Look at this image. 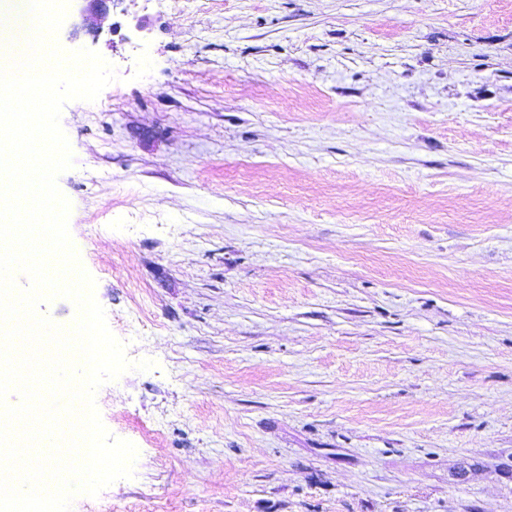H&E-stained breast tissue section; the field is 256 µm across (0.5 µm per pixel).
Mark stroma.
Masks as SVG:
<instances>
[{
    "label": "stroma",
    "instance_id": "1",
    "mask_svg": "<svg viewBox=\"0 0 512 512\" xmlns=\"http://www.w3.org/2000/svg\"><path fill=\"white\" fill-rule=\"evenodd\" d=\"M57 37L133 475L72 512H512V0H116Z\"/></svg>",
    "mask_w": 512,
    "mask_h": 512
}]
</instances>
